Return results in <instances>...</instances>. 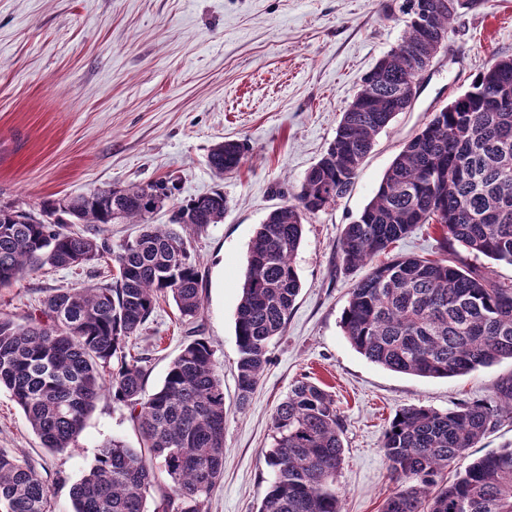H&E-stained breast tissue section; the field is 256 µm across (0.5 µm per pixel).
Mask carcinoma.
<instances>
[{
	"label": "carcinoma",
	"instance_id": "1",
	"mask_svg": "<svg viewBox=\"0 0 512 512\" xmlns=\"http://www.w3.org/2000/svg\"><path fill=\"white\" fill-rule=\"evenodd\" d=\"M481 0H403L404 35L361 80L336 135L293 200L272 210L249 248L236 309L237 400L246 406L283 335L301 282L294 258L304 223L343 198L375 137L411 107L417 81L448 27ZM428 14L430 30L420 24ZM248 148L215 143L208 165L222 177ZM171 198L166 181L95 189L46 199L35 215L0 206V287L45 266L95 268L115 263L111 282L53 288L40 318H0V388L22 409L43 446L75 445L97 403L130 409L140 437L113 438L73 485V512H206L224 474V383L207 341H187L163 383L146 392L148 358L125 349L159 300L181 317L203 309L200 264L191 241L224 222L221 192L172 207L170 223L148 214ZM441 225L440 248L512 265V57L482 71L469 90L433 113L385 172L373 198L342 232L339 262L371 263L420 224ZM139 224L113 248L107 224ZM341 328L351 347L388 370L450 378L512 360V283L454 258L397 257L373 267L349 290ZM500 404H461L445 412L407 406L386 427L381 448L397 489L382 512H512V445L474 459L452 483L442 470L512 419V379L497 385ZM271 469L258 512H342L337 483L344 419L336 400L309 380L294 383L272 416ZM166 474L167 490L147 498ZM51 488L35 468L0 450V512H51Z\"/></svg>",
	"mask_w": 512,
	"mask_h": 512
}]
</instances>
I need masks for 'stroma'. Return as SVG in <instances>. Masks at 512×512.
<instances>
[{"instance_id": "stroma-1", "label": "stroma", "mask_w": 512, "mask_h": 512, "mask_svg": "<svg viewBox=\"0 0 512 512\" xmlns=\"http://www.w3.org/2000/svg\"><path fill=\"white\" fill-rule=\"evenodd\" d=\"M401 0H0V205L38 210L77 196L170 177L174 200L215 191L224 221L191 242L204 276L200 315L156 307L130 351L149 359L147 390L161 385L182 345L210 342L224 379V477L209 512H257L270 478L272 415L301 377L330 391L345 419L338 477L342 512H381L395 487L381 448L402 407L440 411L496 404L512 377L505 360L464 376L397 373L357 353L339 326L348 292L369 266L343 269V229L374 195L404 143L471 86L496 58L512 56V0H484L449 29L419 80L412 107L375 139L345 197L308 220L295 259L302 289L251 402L237 407L235 313L255 232L333 140L361 78L396 47ZM245 143L237 172L216 178L207 162L219 141ZM439 225L422 224L391 255L443 258ZM86 268H44L0 288V317L40 314L51 289L95 283ZM136 444L128 407L104 399L76 447L44 448L8 391L0 390V449L20 454L52 489L53 512H72L73 484L99 445Z\"/></svg>"}]
</instances>
